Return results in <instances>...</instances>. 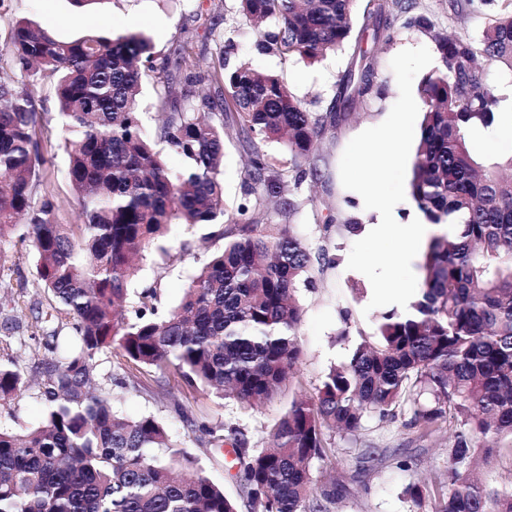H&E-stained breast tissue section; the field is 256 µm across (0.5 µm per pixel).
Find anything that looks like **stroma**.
Here are the masks:
<instances>
[{"label": "stroma", "instance_id": "35a3bbf8", "mask_svg": "<svg viewBox=\"0 0 512 512\" xmlns=\"http://www.w3.org/2000/svg\"><path fill=\"white\" fill-rule=\"evenodd\" d=\"M413 13L427 19L428 28L408 24L406 18L394 23L391 41H377L363 28V11L355 9L349 43L321 62L310 64L300 57H283L258 52L256 32L238 13V0H101L100 4L78 10L70 0H0V46L11 37L13 20L27 18L62 41H71L88 33L115 36L131 30L144 32L153 43V69L142 75L143 96L140 104L146 129H153L156 104L161 91L158 70L171 43L183 29L197 33L196 52L208 57L216 44L209 35L217 29L229 37L233 47L230 65L245 64L261 74L274 73L294 95L313 112L326 111L336 96V86L350 68L355 49L370 51L377 59L379 97L357 105L348 119L320 145L318 180L304 181L297 190L304 205L293 222L312 251L327 249L334 264L315 274L314 286L301 290L300 340L302 355L289 384L270 402L251 410L240 409L229 400H220L206 390L189 388L174 368H140L115 353L101 355L100 368L108 374L125 377L127 388L116 389L114 406L119 414L136 419L154 415L165 421L180 448L195 459L198 468L211 480L223 483L229 495L239 489L222 451L201 442L188 426L192 420H211L244 428L251 447L266 445L267 437L288 408L292 396L313 394L322 377L334 365L349 360L362 339L370 337L374 314L366 310L372 290L369 279L348 269L352 245L363 238V225L373 217L361 204L360 195L341 183L339 163L349 141L367 128L382 123L399 97L391 59L400 51L426 47L432 68H439L436 35H450L480 41L484 29L501 9V0H413ZM482 80L501 96V121L492 129L477 128L468 134L471 152L484 159L512 153V74L487 59H480ZM42 97L39 125L50 148L48 176L42 186L56 203L59 223L74 224L80 211L67 179L68 156L61 137V117L54 93V79L40 73L34 78ZM246 153L236 134H228L224 143V206L234 212L244 197ZM334 216L331 228H324L327 216ZM164 248L149 249L133 283L134 290L155 289L160 311L176 307L183 289L211 252L224 241L214 226L172 224L167 228ZM36 260L30 250H22L17 271L5 275L11 299L9 315L20 322L23 335L35 329L33 311L45 296L35 279ZM44 415V405L34 392H25L11 405L0 408V423L22 432L37 425ZM412 407H405L394 420L371 415L352 436L333 435V455L315 463V475L333 473L347 488L334 512H409L411 503L406 489L413 483H430L447 465L451 433L446 423H439L432 433L422 434L410 426ZM380 448L385 458L371 471H363L357 458L359 448Z\"/></svg>", "mask_w": 512, "mask_h": 512}]
</instances>
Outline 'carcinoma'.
<instances>
[{"label":"carcinoma","instance_id":"carcinoma-1","mask_svg":"<svg viewBox=\"0 0 512 512\" xmlns=\"http://www.w3.org/2000/svg\"><path fill=\"white\" fill-rule=\"evenodd\" d=\"M251 23L275 21L256 47L315 63L348 41L356 0H239ZM412 0H368L365 28L393 38L391 20ZM195 35L173 43L158 82L183 74L180 95L167 89L154 135L144 130L137 98L141 66L151 61L142 31L115 38L86 34L60 41L26 19L16 21L0 48V278L12 270L10 252L25 246L36 257V278L52 303L38 309L42 351L36 378L10 360L0 362V407L35 384L45 407L25 433L0 427V512H238L224 486L199 473L153 415L128 419L112 404L104 374L109 351L140 366H171L191 387H206L244 408L273 400L300 360L301 287L313 283L314 264H332L312 251L295 225L267 232L251 201L277 197L284 173L258 143L282 144L299 186L314 165L322 135L376 87L377 62L366 51L336 89L327 112H311L276 75L231 67L224 51L195 71ZM441 68L420 83L424 104L411 196L431 224L452 227L436 236L423 263L420 294L409 310L380 314L375 340L331 368L311 395H299L271 433L267 448L249 447L244 429L199 421L201 440L229 445L235 478L251 512H332L344 485L316 483L313 464L334 452V433L353 435L364 418L398 417L403 405L428 395L410 424L432 432L448 422L446 478L414 485L422 508L437 494L434 512H512V482H482L479 462L495 444L512 440V155L475 157L467 133L501 118L500 99L482 85L480 55L512 72V0L484 31L480 44L439 38ZM56 76L55 96L68 154V181L82 222L60 224L55 203L38 189L47 175L38 114L41 97L30 82ZM206 81L214 94L196 87ZM200 103H195V99ZM247 135L244 201L224 209L220 180L224 131ZM184 160L167 167L157 145ZM222 224L224 246L190 281L180 304L158 313L145 289L131 301L129 286L144 252L169 224ZM135 303L133 316L124 314ZM66 322L72 346L60 343Z\"/></svg>","mask_w":512,"mask_h":512}]
</instances>
